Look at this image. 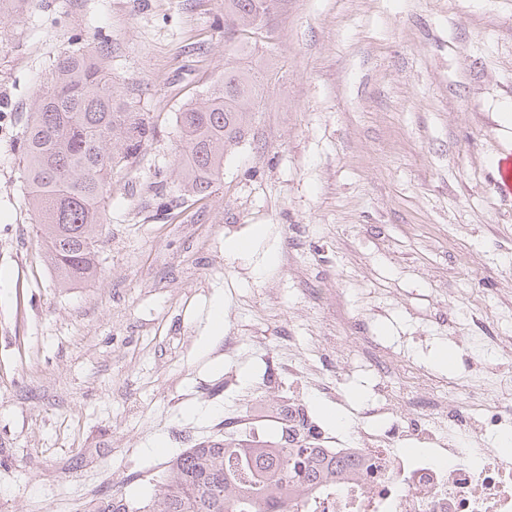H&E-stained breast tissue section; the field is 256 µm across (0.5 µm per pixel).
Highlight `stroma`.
Returning <instances> with one entry per match:
<instances>
[{
    "label": "stroma",
    "mask_w": 512,
    "mask_h": 512,
    "mask_svg": "<svg viewBox=\"0 0 512 512\" xmlns=\"http://www.w3.org/2000/svg\"><path fill=\"white\" fill-rule=\"evenodd\" d=\"M81 45L152 133L114 169L96 277L63 288L21 134ZM230 69L260 72L258 110L212 194L184 201L176 114ZM507 106L512 0H274L246 30L225 28L224 0L0 8V512L150 504L167 458L225 419L279 438L256 405H303L317 447L351 448L389 422L362 412L421 375L485 422L512 337V196L491 168L512 150Z\"/></svg>",
    "instance_id": "35a3bbf8"
}]
</instances>
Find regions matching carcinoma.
<instances>
[{"mask_svg": "<svg viewBox=\"0 0 512 512\" xmlns=\"http://www.w3.org/2000/svg\"><path fill=\"white\" fill-rule=\"evenodd\" d=\"M271 2L224 0V21L247 27ZM256 100V76L229 70L177 113L187 192L212 193ZM148 131L143 118L117 104L106 56L82 48L58 55L51 78L31 100L21 175L61 287L96 276L115 154L132 155ZM356 467L347 458L322 456L305 437L297 441L291 433L286 447L265 440H205L166 462L148 512H284L288 489L331 481ZM95 512L143 510L112 497Z\"/></svg>", "mask_w": 512, "mask_h": 512, "instance_id": "obj_1", "label": "carcinoma"}]
</instances>
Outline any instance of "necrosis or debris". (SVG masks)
Wrapping results in <instances>:
<instances>
[{"label": "necrosis or debris", "mask_w": 512, "mask_h": 512, "mask_svg": "<svg viewBox=\"0 0 512 512\" xmlns=\"http://www.w3.org/2000/svg\"><path fill=\"white\" fill-rule=\"evenodd\" d=\"M459 424L446 453L405 457L390 430L359 433L354 456L362 465L349 477L288 493L296 512H512V455L466 444Z\"/></svg>", "instance_id": "necrosis-or-debris-1"}]
</instances>
